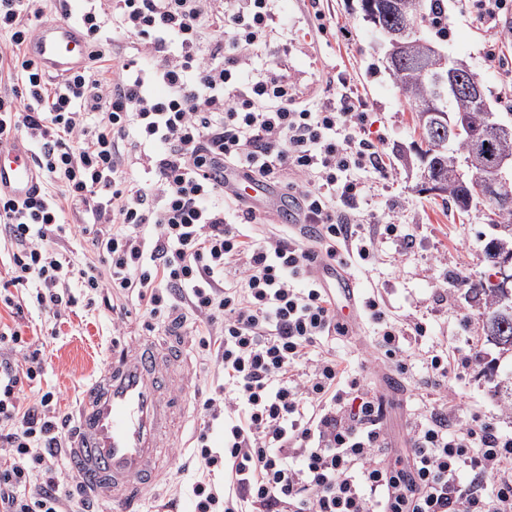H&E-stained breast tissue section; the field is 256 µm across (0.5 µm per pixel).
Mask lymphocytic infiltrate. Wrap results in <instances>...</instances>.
I'll return each mask as SVG.
<instances>
[{
  "mask_svg": "<svg viewBox=\"0 0 512 512\" xmlns=\"http://www.w3.org/2000/svg\"><path fill=\"white\" fill-rule=\"evenodd\" d=\"M83 2L76 13L71 0H0V137L29 145L42 181L21 202L0 194L9 283L34 285L56 317L77 279L145 321L204 328L222 382L202 412L228 423L223 454L197 438L224 487L195 482L194 512H512V436L442 402L394 447L384 399L318 349L349 325L313 261L369 266L381 240H412L361 219L363 174L388 172L350 94L300 101L278 58L253 68L279 28L274 0ZM46 17L76 21L91 46L89 66L53 84L27 51ZM228 166L281 189L314 239L254 232L253 205L224 191ZM75 238L84 254L66 249ZM358 317L384 366L409 373L405 341L423 325L406 328L373 296ZM42 371L0 351V512H69L77 480L59 472L67 433L53 396L19 397Z\"/></svg>",
  "mask_w": 512,
  "mask_h": 512,
  "instance_id": "lymphocytic-infiltrate-1",
  "label": "lymphocytic infiltrate"
}]
</instances>
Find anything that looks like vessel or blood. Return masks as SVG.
<instances>
[{
    "mask_svg": "<svg viewBox=\"0 0 512 512\" xmlns=\"http://www.w3.org/2000/svg\"><path fill=\"white\" fill-rule=\"evenodd\" d=\"M29 55L40 68L62 77L86 65L90 46L79 27L53 22L36 31ZM36 185L37 171L28 147L18 139H0V191L21 201ZM224 189L249 196L262 211L275 199L270 187L230 172L224 175ZM312 273L336 295L342 316L355 312L361 288L345 266L318 261ZM181 365L179 350L140 343L113 355L111 365L83 389L77 436L66 460L86 493L111 506L113 512H142V503L163 478L156 459L170 441L164 431V396L177 385Z\"/></svg>",
    "mask_w": 512,
    "mask_h": 512,
    "instance_id": "1",
    "label": "vessel or blood"
}]
</instances>
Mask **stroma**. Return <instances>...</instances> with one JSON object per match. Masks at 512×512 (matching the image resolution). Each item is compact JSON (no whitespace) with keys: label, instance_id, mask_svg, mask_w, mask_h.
I'll return each mask as SVG.
<instances>
[{"label":"stroma","instance_id":"obj_1","mask_svg":"<svg viewBox=\"0 0 512 512\" xmlns=\"http://www.w3.org/2000/svg\"><path fill=\"white\" fill-rule=\"evenodd\" d=\"M448 36L440 44L449 57L466 63L481 78L496 111L512 110V0L499 18L484 19L469 0H445ZM282 36L270 50L281 61L300 99L316 98L347 81L356 103L366 112V138L382 152L388 176L366 175L371 191L362 205L365 224L382 222L393 213L412 234L413 244L399 255L396 244L381 242L377 262L368 269L351 266L365 293H378L392 317L404 323L426 325L423 340L411 343L412 369L407 375L384 368L376 358L369 329L353 336L322 337L320 350L335 354L352 373L367 375L387 403L385 424L394 445H402L405 422L422 407L442 397L468 415L493 423L512 434V415L501 400L503 385L512 381V351L488 341L482 331V307L467 287H454L447 299L437 298L438 280L460 273L473 280L493 278L495 270L483 254L493 234L481 213L463 216L452 203L420 190L421 171L416 158L418 137L408 99L386 72L371 73L382 63L381 37L363 21L358 0H321L325 22H317L309 0H280ZM76 303L59 318L31 306L12 318L0 304V322L18 323L30 349L43 361L44 371L25 382L23 396L33 401L52 392L60 414L72 415L80 388L112 360V350L153 339L158 347L179 346L183 372L192 393L216 381L214 361L201 349L190 329H147L138 315H130L122 335L112 332L113 313L103 304H89L90 293L71 288ZM448 345L459 358L446 385L428 377L426 352ZM165 475L151 500L154 512H191L188 488L206 477L193 449L175 445L165 450Z\"/></svg>","mask_w":512,"mask_h":512}]
</instances>
